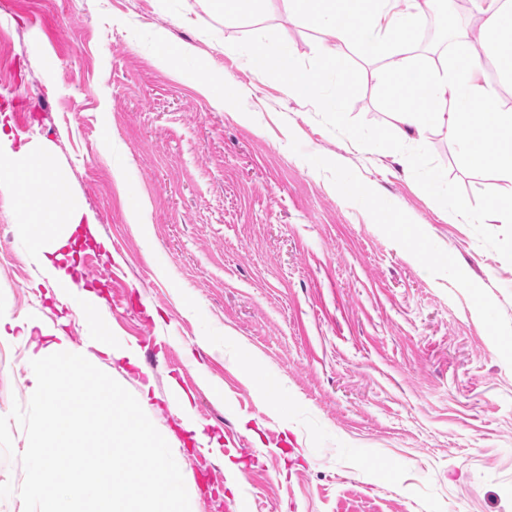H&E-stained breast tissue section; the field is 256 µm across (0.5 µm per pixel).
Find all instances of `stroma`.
I'll list each match as a JSON object with an SVG mask.
<instances>
[{
	"label": "stroma",
	"instance_id": "stroma-1",
	"mask_svg": "<svg viewBox=\"0 0 512 512\" xmlns=\"http://www.w3.org/2000/svg\"><path fill=\"white\" fill-rule=\"evenodd\" d=\"M195 8L0 0V109L16 138L52 144L112 246L78 258L138 354L108 372L131 395L152 381V420L183 441L198 512H512V224L488 206L489 173L464 168L439 129L404 146L412 168L381 153L395 124L377 78L386 63L358 46L336 58L343 113L294 100L284 79L258 81L242 44L285 42L306 70L322 64L323 33L290 21L281 0L231 25L169 19ZM155 32L223 74L231 103L156 64L140 47ZM434 174L469 201L473 223L434 208ZM125 183L144 198L141 220L124 208ZM401 220L416 240L397 242ZM426 239L437 260L423 257ZM38 275L0 196V306L57 325ZM26 351L0 344V512L52 508L51 492L18 493ZM249 353L263 371L251 383ZM176 387L216 447L179 430Z\"/></svg>",
	"mask_w": 512,
	"mask_h": 512
}]
</instances>
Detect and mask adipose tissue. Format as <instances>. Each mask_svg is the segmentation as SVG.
I'll return each instance as SVG.
<instances>
[{"label":"adipose tissue","mask_w":512,"mask_h":512,"mask_svg":"<svg viewBox=\"0 0 512 512\" xmlns=\"http://www.w3.org/2000/svg\"><path fill=\"white\" fill-rule=\"evenodd\" d=\"M289 18L322 30L324 64L314 75L298 67L285 43L271 44L266 55L252 60L258 80L287 78L288 92L301 100L318 101L326 110L343 112L348 95L334 60L350 45L385 58L391 80L393 111L398 122L396 142H418L434 128L447 130L458 144L461 163L491 172L499 184L492 209L501 224H512V107L499 100L498 82L512 84V0H477L486 37L475 44L463 27H456L449 64L428 69L413 53L433 11L447 12L450 0H281ZM499 76L491 81L487 65ZM179 74L216 104H223V76L204 72L190 50L180 53ZM10 121L0 114V194L9 203L17 236L39 272V285L59 305L83 317L88 348L75 347L66 336L34 319H14L0 313V343H27L43 336L44 345L26 361L33 381L38 414L34 432L39 444L27 448L30 481L25 493L55 492L53 512H71L73 503L88 499L94 512H119V498L146 512H196L177 465L174 443L149 420L151 390L128 399L107 379L93 374L88 350L109 360L138 365L135 348L112 334L102 315L103 299L76 284L65 258L76 238L111 245L100 235L93 215L69 189L68 171L53 160L48 143L35 139L16 144ZM93 382L96 398L87 402L80 392ZM67 464H60V456Z\"/></svg>","instance_id":"ef3b65f1"}]
</instances>
